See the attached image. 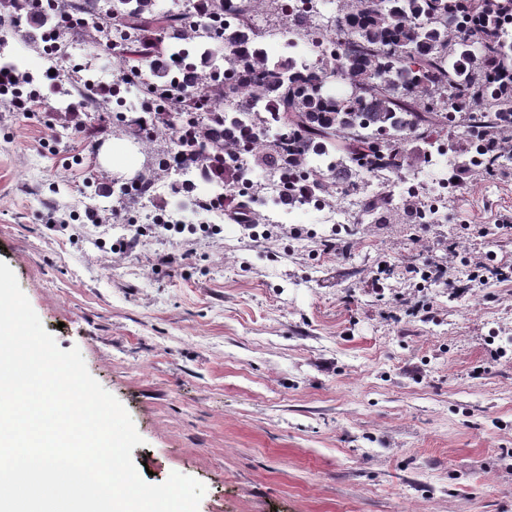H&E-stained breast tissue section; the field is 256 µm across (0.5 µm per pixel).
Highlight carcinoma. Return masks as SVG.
Returning a JSON list of instances; mask_svg holds the SVG:
<instances>
[{
    "instance_id": "1",
    "label": "carcinoma",
    "mask_w": 512,
    "mask_h": 512,
    "mask_svg": "<svg viewBox=\"0 0 512 512\" xmlns=\"http://www.w3.org/2000/svg\"><path fill=\"white\" fill-rule=\"evenodd\" d=\"M275 0H198L194 22L157 9L156 0H49L50 12L29 0H0V27L21 14L37 30L54 15L78 17L58 29L59 56L91 40L114 48L135 44L127 68L136 80L112 83V98L94 101L127 112L119 122L138 139L147 128L169 133L175 170L227 188L249 163L299 177L288 185L292 206L334 197L352 187L349 171L407 166L411 142L424 148L448 128L469 138L457 152L460 177L493 175L512 162V0H338L333 52L284 64L260 48L255 18L274 13ZM231 11L230 26L204 44L205 29ZM186 73L172 78L169 60ZM341 82L345 90L332 93ZM236 104V116L224 102ZM260 186L240 191L238 210L257 218ZM365 209L395 210L394 198L369 194Z\"/></svg>"
}]
</instances>
